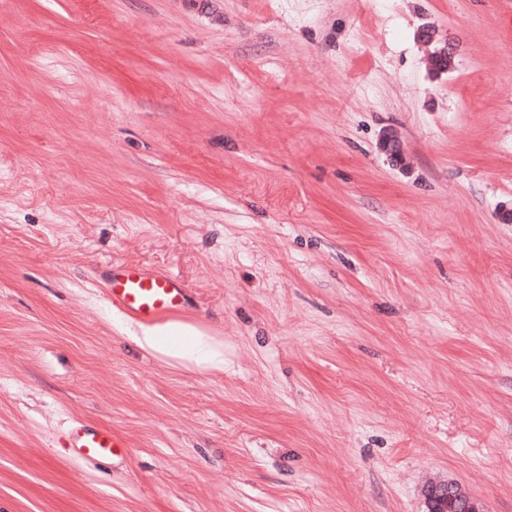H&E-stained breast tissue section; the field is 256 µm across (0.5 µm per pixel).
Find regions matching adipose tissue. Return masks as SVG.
Instances as JSON below:
<instances>
[{
  "label": "adipose tissue",
  "instance_id": "obj_1",
  "mask_svg": "<svg viewBox=\"0 0 512 512\" xmlns=\"http://www.w3.org/2000/svg\"><path fill=\"white\" fill-rule=\"evenodd\" d=\"M181 336L191 337V345L178 344ZM143 349L165 357L182 360L200 367L220 370L224 367V352L209 336L197 328L180 322L140 326L134 337Z\"/></svg>",
  "mask_w": 512,
  "mask_h": 512
}]
</instances>
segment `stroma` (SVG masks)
Segmentation results:
<instances>
[{"label": "stroma", "instance_id": "1", "mask_svg": "<svg viewBox=\"0 0 512 512\" xmlns=\"http://www.w3.org/2000/svg\"><path fill=\"white\" fill-rule=\"evenodd\" d=\"M112 261L176 275L223 371L140 348ZM76 421L128 456L76 455ZM443 483L512 512L500 0H0V512H427Z\"/></svg>", "mask_w": 512, "mask_h": 512}]
</instances>
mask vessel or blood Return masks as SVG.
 Wrapping results in <instances>:
<instances>
[{"mask_svg":"<svg viewBox=\"0 0 512 512\" xmlns=\"http://www.w3.org/2000/svg\"><path fill=\"white\" fill-rule=\"evenodd\" d=\"M101 276L112 305L143 323L185 311L191 304L187 289L161 270L116 262L102 269ZM69 445L85 457L122 458L128 453L124 439L107 426L73 429Z\"/></svg>","mask_w":512,"mask_h":512,"instance_id":"vessel-or-blood-1","label":"vessel or blood"}]
</instances>
